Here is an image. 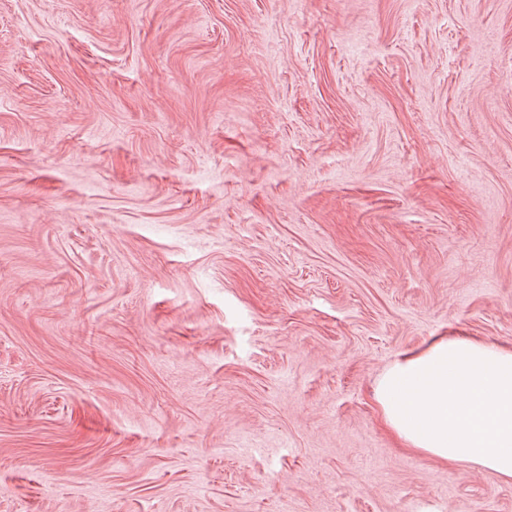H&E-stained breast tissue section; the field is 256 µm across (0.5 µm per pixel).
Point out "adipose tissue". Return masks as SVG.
<instances>
[{
  "label": "adipose tissue",
  "mask_w": 512,
  "mask_h": 512,
  "mask_svg": "<svg viewBox=\"0 0 512 512\" xmlns=\"http://www.w3.org/2000/svg\"><path fill=\"white\" fill-rule=\"evenodd\" d=\"M373 402L403 448L512 478V346L433 337L384 371Z\"/></svg>",
  "instance_id": "adipose-tissue-1"
}]
</instances>
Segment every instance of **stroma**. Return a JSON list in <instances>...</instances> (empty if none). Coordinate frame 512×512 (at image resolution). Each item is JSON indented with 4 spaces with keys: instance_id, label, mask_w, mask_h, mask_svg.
<instances>
[{
    "instance_id": "1",
    "label": "stroma",
    "mask_w": 512,
    "mask_h": 512,
    "mask_svg": "<svg viewBox=\"0 0 512 512\" xmlns=\"http://www.w3.org/2000/svg\"><path fill=\"white\" fill-rule=\"evenodd\" d=\"M512 346V0H0V512H512L372 389Z\"/></svg>"
}]
</instances>
